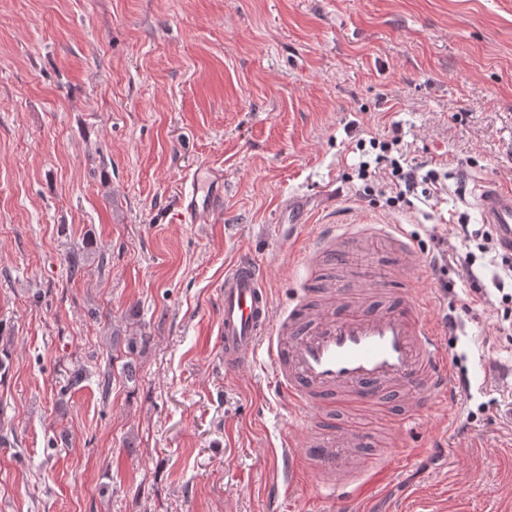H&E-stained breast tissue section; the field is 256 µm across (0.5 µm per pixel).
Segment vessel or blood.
Wrapping results in <instances>:
<instances>
[{"label": "vessel or blood", "instance_id": "1", "mask_svg": "<svg viewBox=\"0 0 512 512\" xmlns=\"http://www.w3.org/2000/svg\"><path fill=\"white\" fill-rule=\"evenodd\" d=\"M199 192L197 176H189L178 198L185 223H199L223 209L222 186L212 185L204 199ZM473 205L499 239L512 243V186L477 180ZM380 238L386 242L385 265L405 266L412 245L399 226L390 224L329 227L308 240L298 259L308 268L329 258L345 265ZM221 296L225 368L247 366L259 347H266L279 389L303 420L315 422L301 447L283 454V466L292 478L304 469L314 472L319 490L333 494L365 475L355 452L373 446L376 438L358 419L381 409L387 390L404 392L403 420L413 423L423 417L431 395L447 392L453 377L441 329L425 315L408 277L371 288L321 280L277 316L262 267L245 253L225 270Z\"/></svg>", "mask_w": 512, "mask_h": 512}]
</instances>
